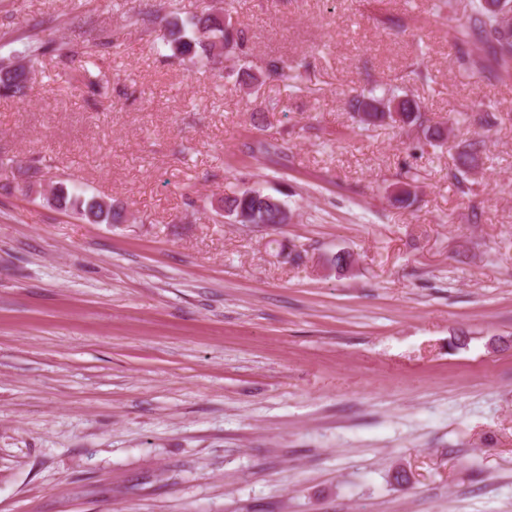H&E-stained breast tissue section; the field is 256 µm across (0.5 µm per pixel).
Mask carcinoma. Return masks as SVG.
<instances>
[{"mask_svg":"<svg viewBox=\"0 0 512 512\" xmlns=\"http://www.w3.org/2000/svg\"><path fill=\"white\" fill-rule=\"evenodd\" d=\"M232 2L222 12H207L185 21L169 23L168 42L175 53L201 68H209L221 60H242L248 55V36L245 28L233 23ZM462 35L473 38L485 46L484 53L473 55L461 51L456 56L459 68L468 71H493L497 74L512 73V23L498 19L483 3V0H470V12L463 13ZM48 52H56L62 57H74L79 51L67 44L50 45L37 39L27 48L29 58H38ZM29 71L12 55L0 57V92L22 98L26 95ZM383 98L396 103V111L401 113L400 122L422 127L424 139L431 146H439L447 140L445 128L427 124L420 112L418 103L395 94L389 89L378 95L359 96L350 101L352 112L365 114L360 123L365 126H381L383 121L371 111L374 102ZM457 164L452 178L460 187L469 182V173L479 166L480 144L463 143L457 146ZM43 202L52 208L67 212L75 210L89 224H121L125 220L123 208L112 205L102 198L82 199L68 190L64 184L51 187V195ZM285 201L272 194L258 190L234 192L224 197L223 208L228 216L235 218L239 213H248L255 224H278L277 213Z\"/></svg>","mask_w":512,"mask_h":512,"instance_id":"carcinoma-1","label":"carcinoma"}]
</instances>
